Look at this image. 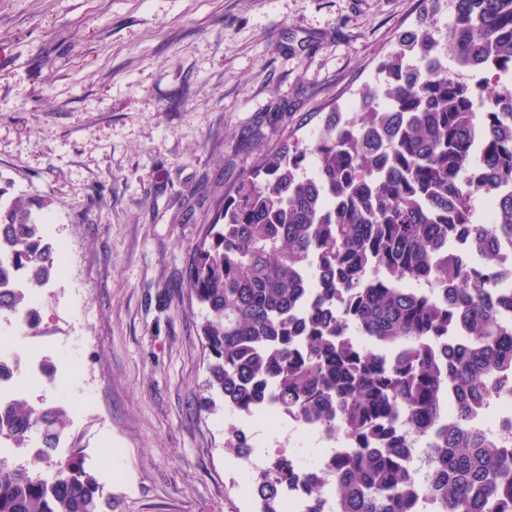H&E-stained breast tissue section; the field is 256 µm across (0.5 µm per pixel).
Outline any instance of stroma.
<instances>
[{"label":"stroma","instance_id":"stroma-1","mask_svg":"<svg viewBox=\"0 0 512 512\" xmlns=\"http://www.w3.org/2000/svg\"><path fill=\"white\" fill-rule=\"evenodd\" d=\"M420 0H0V204L24 196L66 268L36 343L77 356L28 390L55 453L120 472L119 512H255L199 409L203 310L180 276L214 202L288 134L349 111Z\"/></svg>","mask_w":512,"mask_h":512}]
</instances>
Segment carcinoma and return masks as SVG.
Wrapping results in <instances>:
<instances>
[{"label": "carcinoma", "instance_id": "cac0c4a2", "mask_svg": "<svg viewBox=\"0 0 512 512\" xmlns=\"http://www.w3.org/2000/svg\"><path fill=\"white\" fill-rule=\"evenodd\" d=\"M426 2L351 113H327L316 140L286 138L224 191L182 275L204 311L202 408L272 405L347 444L325 476L268 456L250 474L261 512H282L300 481L306 512H325L330 491L335 512H512V440L474 424L512 392V298L494 292L498 244L512 239V0H449L440 39L441 0ZM491 195L485 222L474 201ZM58 269L30 202L12 199L0 316L23 314L38 334L32 296ZM67 422L60 405L0 400V435L39 442L23 465L0 459V512L118 510L77 450L42 477ZM226 448L252 450L234 426Z\"/></svg>", "mask_w": 512, "mask_h": 512}]
</instances>
